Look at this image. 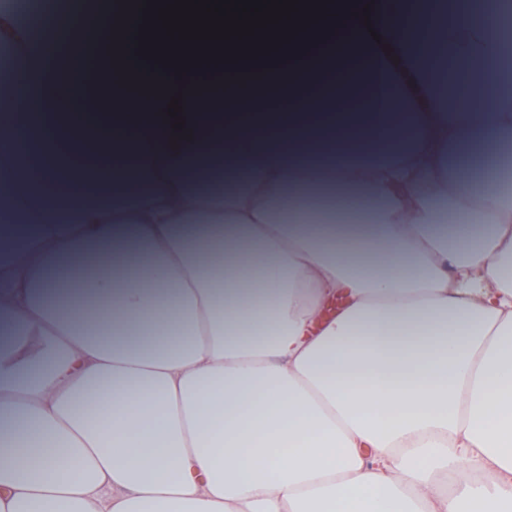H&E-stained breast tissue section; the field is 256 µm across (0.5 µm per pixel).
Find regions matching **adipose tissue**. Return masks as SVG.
<instances>
[{
	"label": "adipose tissue",
	"instance_id": "ef3b65f1",
	"mask_svg": "<svg viewBox=\"0 0 512 512\" xmlns=\"http://www.w3.org/2000/svg\"><path fill=\"white\" fill-rule=\"evenodd\" d=\"M84 0L113 18L115 97L138 79L136 125L104 135L83 83L35 53L11 65L22 98L58 111L0 114V143L50 129L133 157L61 186L0 193V512H512V194L464 189L491 137L512 136V34L500 0H397L360 17L335 0L278 55L186 76L136 56L138 6ZM379 35L419 89L418 112L358 102L391 67L340 78ZM466 60L459 104L434 45ZM293 110L261 107L262 74ZM247 90L244 120L194 105ZM181 96L184 130L167 113ZM247 156L208 190L188 176ZM376 260L358 262L366 247ZM108 258L88 294L103 314L51 301L50 275Z\"/></svg>",
	"mask_w": 512,
	"mask_h": 512
}]
</instances>
